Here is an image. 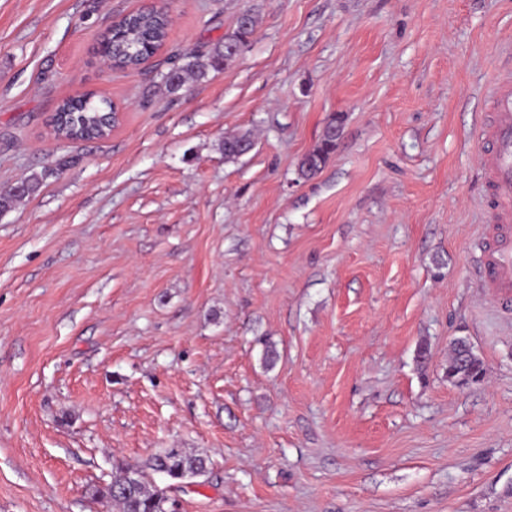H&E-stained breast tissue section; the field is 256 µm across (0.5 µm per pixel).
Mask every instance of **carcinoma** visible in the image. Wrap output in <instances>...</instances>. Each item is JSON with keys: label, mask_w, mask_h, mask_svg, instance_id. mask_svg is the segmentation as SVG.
<instances>
[{"label": "carcinoma", "mask_w": 512, "mask_h": 512, "mask_svg": "<svg viewBox=\"0 0 512 512\" xmlns=\"http://www.w3.org/2000/svg\"><path fill=\"white\" fill-rule=\"evenodd\" d=\"M258 25V18L249 14L244 21H237L235 30L224 36L211 51L201 56L194 52L182 55L184 63L174 64L175 70L164 75L167 91L174 93L183 88L187 79H203L209 71L219 70L229 60L231 46L249 42ZM169 21L166 12L150 7L129 13L112 27L109 44L112 45V65L120 68L137 67L153 56L168 36ZM114 111L112 102L95 99L92 93L69 97L59 105L53 121L54 133L71 140H92L109 135L103 115ZM252 143L250 134L228 136L221 144L224 156L238 158L243 145ZM336 149V141L322 135L315 148L299 162L303 177L317 174ZM162 472L173 481L208 473V458L184 448H166L152 456L143 466L121 465L112 474V482L94 495L112 502L115 512H173V500L164 489L148 482L146 471Z\"/></svg>", "instance_id": "1"}]
</instances>
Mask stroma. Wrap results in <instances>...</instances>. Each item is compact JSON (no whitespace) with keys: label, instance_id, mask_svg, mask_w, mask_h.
<instances>
[{"label":"stroma","instance_id":"1","mask_svg":"<svg viewBox=\"0 0 512 512\" xmlns=\"http://www.w3.org/2000/svg\"><path fill=\"white\" fill-rule=\"evenodd\" d=\"M150 2L0 0V191L45 176L0 214V512H109L114 466L166 448L211 461L181 512H512V315L474 266L512 0H171L165 45L107 66ZM245 10L224 70L167 92ZM87 91L119 125L56 139ZM344 115L342 113L334 115L329 123L326 125L325 131L320 139V142L315 148L307 153L299 162V173L303 177H311L317 174L325 165L330 155L336 149V141L327 135V131L331 128H343Z\"/></svg>","mask_w":512,"mask_h":512}]
</instances>
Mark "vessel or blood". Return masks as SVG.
Wrapping results in <instances>:
<instances>
[{"mask_svg":"<svg viewBox=\"0 0 512 512\" xmlns=\"http://www.w3.org/2000/svg\"><path fill=\"white\" fill-rule=\"evenodd\" d=\"M493 213L481 229V286L502 310L512 309V74L498 73L478 132Z\"/></svg>","mask_w":512,"mask_h":512,"instance_id":"b4317fda","label":"vessel or blood"}]
</instances>
